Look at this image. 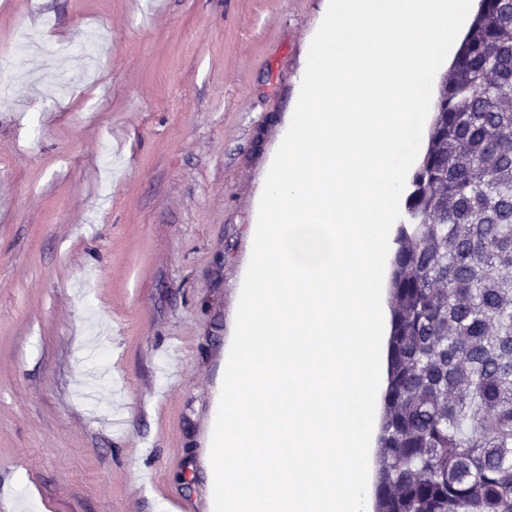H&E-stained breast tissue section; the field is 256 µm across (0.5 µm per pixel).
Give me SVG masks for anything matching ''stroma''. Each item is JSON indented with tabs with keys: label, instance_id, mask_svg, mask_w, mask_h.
<instances>
[{
	"label": "stroma",
	"instance_id": "obj_1",
	"mask_svg": "<svg viewBox=\"0 0 512 512\" xmlns=\"http://www.w3.org/2000/svg\"><path fill=\"white\" fill-rule=\"evenodd\" d=\"M326 4L0 0V512H213L250 227Z\"/></svg>",
	"mask_w": 512,
	"mask_h": 512
}]
</instances>
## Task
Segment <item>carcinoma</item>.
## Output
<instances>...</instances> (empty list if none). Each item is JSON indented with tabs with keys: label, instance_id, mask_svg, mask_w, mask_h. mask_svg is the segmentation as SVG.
Masks as SVG:
<instances>
[{
	"label": "carcinoma",
	"instance_id": "obj_1",
	"mask_svg": "<svg viewBox=\"0 0 512 512\" xmlns=\"http://www.w3.org/2000/svg\"><path fill=\"white\" fill-rule=\"evenodd\" d=\"M512 0L440 82L390 260L375 512H512Z\"/></svg>",
	"mask_w": 512,
	"mask_h": 512
}]
</instances>
